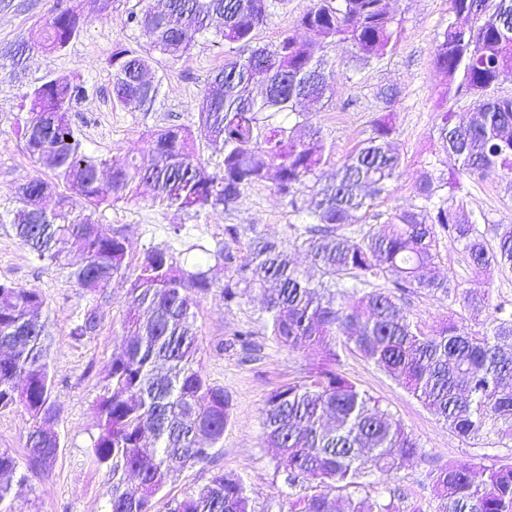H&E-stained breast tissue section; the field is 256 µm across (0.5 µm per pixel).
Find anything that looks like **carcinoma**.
Returning a JSON list of instances; mask_svg holds the SVG:
<instances>
[{
  "mask_svg": "<svg viewBox=\"0 0 512 512\" xmlns=\"http://www.w3.org/2000/svg\"><path fill=\"white\" fill-rule=\"evenodd\" d=\"M143 6L129 23L150 50L178 62L190 56L197 37L211 35L227 47L222 67L197 104L205 144L187 127L148 134V149L122 161L89 154L71 122L73 104L88 95L87 84L67 76L46 77L23 95L30 117L19 127L27 151L54 173V181L21 184L13 205L0 210L15 237L38 260L68 270L88 298L70 335L77 341L98 326V300L114 278L128 284L126 313L114 331L119 338L106 383L96 399L97 435L92 449L112 462L109 512H153V500L178 473L212 462L231 420L224 388L209 381L198 358L196 309L213 288L207 272L181 265L170 245L147 248L135 271L127 262L125 237L93 219L103 205L129 202L143 184L161 204L209 218L237 204L255 184L272 182L292 212L296 246L320 273L313 279L274 238L254 243L251 259L236 264L221 251L217 259L231 274L224 281V305L239 303L251 289L263 292L268 335L290 350L314 348L319 362L307 375L268 394L261 411L263 437L288 464L286 480L300 487L290 512H401L395 497L365 493L375 473L389 474L418 444L376 401L342 375L337 349L349 345L384 370L463 439L490 432L512 437V312L493 303L481 287L466 291L469 313L487 311L492 326L462 335L453 323L424 334L404 315L393 290L450 292L435 272L438 233L463 243L481 273L512 268V224H491L487 243L476 220L454 198L441 194L446 182L426 172L416 193L427 202L388 214L385 223H366L373 201L388 191L402 167L390 147V116L373 120L369 137L346 157L333 177L322 170L333 157L320 128L296 103L324 105L325 56L330 45L347 42L354 60L367 65L393 49L400 35L386 0H310L298 20L310 38L288 32L273 46L256 41L275 5L284 0H166L156 10ZM457 27L436 45L435 67L448 78V92L472 98L469 118L441 117L439 135L458 173L479 176L498 168L512 174V97L499 86L512 80V0H450ZM76 6L61 0L31 35L47 51L64 49L75 37ZM152 57L135 49L112 53L113 102L129 112L150 111L160 83L138 80ZM265 85L262 97L250 87ZM302 122L275 120L284 112ZM223 157L212 171L203 152ZM312 202L306 204L304 192ZM55 197L47 210L42 200ZM82 255L79 265L69 253ZM352 279L350 291L338 288ZM385 281L392 289L374 288ZM41 296L0 283V412L23 409L32 421L27 468L47 470L61 440L53 437L57 412L50 343L40 320ZM20 460L0 448V512H12V478ZM131 473L137 483L127 485ZM474 467L459 463L433 477L435 512H512V460ZM170 512H255L240 477L214 473L209 482L175 502Z\"/></svg>",
  "mask_w": 512,
  "mask_h": 512,
  "instance_id": "obj_1",
  "label": "carcinoma"
}]
</instances>
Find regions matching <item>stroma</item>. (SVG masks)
<instances>
[{
  "mask_svg": "<svg viewBox=\"0 0 512 512\" xmlns=\"http://www.w3.org/2000/svg\"><path fill=\"white\" fill-rule=\"evenodd\" d=\"M56 2L0 0V203L4 205L20 184L53 177L27 152L17 134L28 117L20 108L22 97L44 77L64 75L87 82L89 94L76 105L73 121L91 154L121 159L143 152L147 133L158 128L181 125L200 133L197 99L224 64L223 45L207 36L198 38L189 58L153 64L151 74L160 80L161 92L152 111L120 110L112 100V52L119 47L149 51L146 38L126 23L137 0H115L104 19L94 0H82L79 36L56 52L29 46L22 63L14 64L18 44L50 17ZM387 4L400 23L397 44L384 58L366 66L355 63L349 44L330 47V98L309 116L332 143L334 159L340 162L368 137L375 117L393 113L392 143L401 155L402 175L374 202V213L383 217L395 206L416 203L415 185L424 170L450 172L454 163L448 160L437 130L441 114L451 110L462 115L472 107L470 99L444 96L446 78L433 63L435 46L453 18L449 0H387ZM392 86L398 94L385 101L380 92ZM455 196L475 216L493 224H512V175L492 169L480 177H460ZM95 218L127 238L133 267L144 248L163 245L170 240L173 225H183L178 245L181 263L190 270H206L214 283L196 310V327L203 370L229 396L232 418L212 464L186 470L169 482L155 498V512H168L172 501L203 486L219 470L242 479L257 512H289L299 491L288 485L284 463L263 440L261 409L273 389L305 376L318 352H291L269 340L260 290H252L237 305L225 306L221 289L228 271L212 252L226 243L243 262L249 259L254 241L272 236L289 248L301 270H309L305 251L294 245L292 226L299 223V216L267 182L248 188L242 201L225 210L219 220L204 221L159 205L147 187L134 201L97 210ZM228 224L239 228L236 241H227L224 235ZM437 252L436 272L450 278L453 289L447 295L401 293L407 318L427 334L448 322L456 323L463 334L484 332L489 317H471L460 296L479 282L493 302L511 304L512 268L475 273L461 244L444 234L438 237ZM0 282L36 290L45 301L41 314L51 342L55 429L63 443L48 472L30 476L16 495L14 512H107L112 467L96 460L91 444L97 433L95 401L112 359L113 329L127 309V284L119 278L112 281L98 301L95 334L73 340V317L87 304L83 290L66 271L34 259L7 224H0ZM245 328L254 333L247 350L235 336ZM339 355V372L377 400L420 447L419 455L401 460L392 475L374 478L378 486L394 491L402 512H412L417 505L433 512L431 475L436 470L463 462L480 468L512 457V440L461 439L373 363L346 349Z\"/></svg>",
  "mask_w": 512,
  "mask_h": 512,
  "instance_id": "obj_1",
  "label": "stroma"
}]
</instances>
